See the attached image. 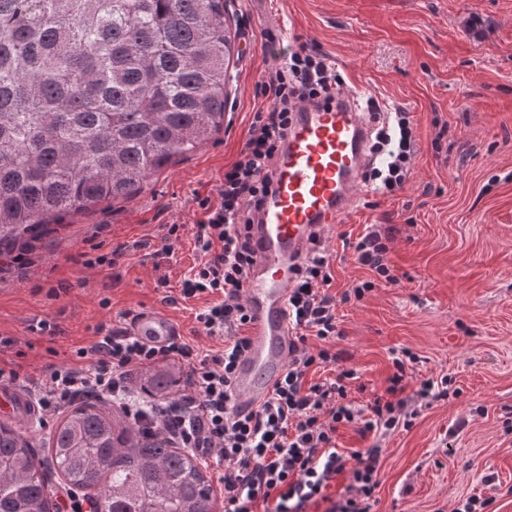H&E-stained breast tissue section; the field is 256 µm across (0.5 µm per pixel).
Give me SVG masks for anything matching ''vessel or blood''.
I'll return each instance as SVG.
<instances>
[{
	"label": "vessel or blood",
	"mask_w": 512,
	"mask_h": 512,
	"mask_svg": "<svg viewBox=\"0 0 512 512\" xmlns=\"http://www.w3.org/2000/svg\"><path fill=\"white\" fill-rule=\"evenodd\" d=\"M364 94L359 87L340 92L329 105L301 107L274 158L272 192L251 227L256 258L244 288L250 343L234 372L239 411L254 410L284 376L293 340L288 297L295 270L314 236L334 232L362 193L371 131L360 110ZM129 329L157 347L184 333L162 307L138 312ZM0 414L24 426L35 408L22 391L6 387L0 389Z\"/></svg>",
	"instance_id": "1"
}]
</instances>
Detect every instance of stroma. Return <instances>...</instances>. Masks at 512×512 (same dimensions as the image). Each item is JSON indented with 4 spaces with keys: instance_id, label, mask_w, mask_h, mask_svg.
I'll list each match as a JSON object with an SVG mask.
<instances>
[{
    "instance_id": "stroma-1",
    "label": "stroma",
    "mask_w": 512,
    "mask_h": 512,
    "mask_svg": "<svg viewBox=\"0 0 512 512\" xmlns=\"http://www.w3.org/2000/svg\"><path fill=\"white\" fill-rule=\"evenodd\" d=\"M226 11L238 35L223 129L128 198L64 215L15 247L27 273L0 276V367L16 371L21 387L48 380L98 329L160 305L187 342L215 348L194 332L204 299L180 296L197 262L200 203L218 204L224 169L267 104L259 75L305 42L335 61L346 87L407 109L420 144L403 190L365 193L325 238L329 292L339 296L373 277L351 249L366 225L396 229L398 284L337 307L336 347L365 386L358 402L383 392L405 348L419 358L416 378L450 379L447 399L383 439L373 510L453 512L479 495L512 512V0H227ZM474 14L487 28L481 42L467 30ZM279 26L283 36L266 41ZM87 255L112 263L90 269ZM43 320L57 333L40 331Z\"/></svg>"
}]
</instances>
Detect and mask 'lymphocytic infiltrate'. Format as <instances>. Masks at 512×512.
<instances>
[{"label":"lymphocytic infiltrate","instance_id":"1","mask_svg":"<svg viewBox=\"0 0 512 512\" xmlns=\"http://www.w3.org/2000/svg\"><path fill=\"white\" fill-rule=\"evenodd\" d=\"M341 84L335 63L304 46L283 56L257 83L270 105L254 112L238 159L224 170L219 203L203 207L194 235L198 261L182 288L187 298L210 295L196 321L199 331L223 342V350L202 354L179 337L157 348L120 327L78 348L75 364L53 369L47 382L29 388L47 411L81 398L112 403L148 433L213 460L224 469V512H308L345 471L351 482L326 512H372L380 486V448L339 451V429L349 427L366 437L407 428L418 406L448 395L433 379L413 381L410 368L417 358L407 351L394 357L395 371L384 393L374 394L363 407L348 398L355 370L338 369L335 376L307 384L312 367L337 366L341 360L334 349L340 336L337 300L326 291L332 280L330 256L317 237L288 299L294 340L287 371L255 412L242 416L234 410V370L249 344L243 334L250 323L243 291L255 255L249 230L270 192L271 165L298 107L331 103ZM362 109L374 123L369 150L386 158L383 167L366 168L363 181L374 193L395 194L409 181L417 153L411 117L372 96L363 100ZM393 232V227L373 224L353 244L355 259L376 278L354 286L344 301L362 299L379 282L397 284L388 259ZM171 359L188 366V394L163 406L135 396L130 387L134 371Z\"/></svg>","mask_w":512,"mask_h":512}]
</instances>
